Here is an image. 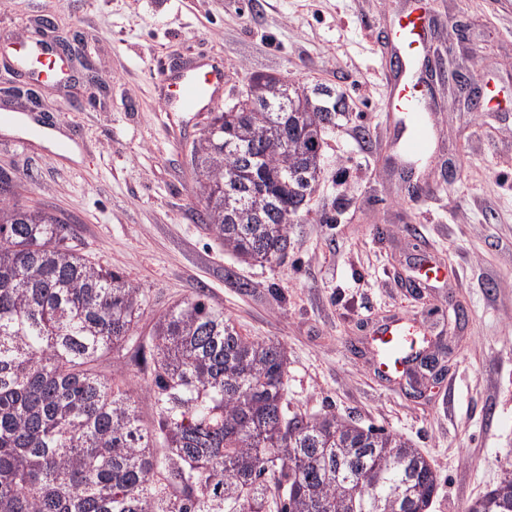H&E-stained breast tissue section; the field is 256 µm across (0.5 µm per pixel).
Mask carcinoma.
I'll return each mask as SVG.
<instances>
[{
    "instance_id": "obj_1",
    "label": "carcinoma",
    "mask_w": 512,
    "mask_h": 512,
    "mask_svg": "<svg viewBox=\"0 0 512 512\" xmlns=\"http://www.w3.org/2000/svg\"><path fill=\"white\" fill-rule=\"evenodd\" d=\"M250 76L193 143L197 221L245 264L280 261L345 112ZM277 130L286 143L272 147ZM0 172V512H429L440 476L402 437L292 413L283 343L244 336L205 290L154 314L132 361L156 424L103 356L134 346L143 289L91 262L62 218L14 200ZM464 512H512V471Z\"/></svg>"
}]
</instances>
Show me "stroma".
Wrapping results in <instances>:
<instances>
[{
    "label": "stroma",
    "mask_w": 512,
    "mask_h": 512,
    "mask_svg": "<svg viewBox=\"0 0 512 512\" xmlns=\"http://www.w3.org/2000/svg\"><path fill=\"white\" fill-rule=\"evenodd\" d=\"M406 0H0V170L18 200L64 218L78 249L148 295L152 313L206 291L244 335L282 342L290 410L408 439L441 485L430 512H461L512 470V0H430V58L453 57L503 109L469 111L433 85L440 139L431 197L404 199L389 164L380 32ZM79 33L69 73L17 93L5 53ZM224 65L222 103L255 73L342 94L324 131L310 213L282 263L225 253L193 215L190 148L210 115L173 111L160 67ZM332 224L318 217L330 203ZM443 284L413 293L424 258ZM408 317L448 348L443 383L406 395L368 337Z\"/></svg>",
    "instance_id": "stroma-1"
}]
</instances>
